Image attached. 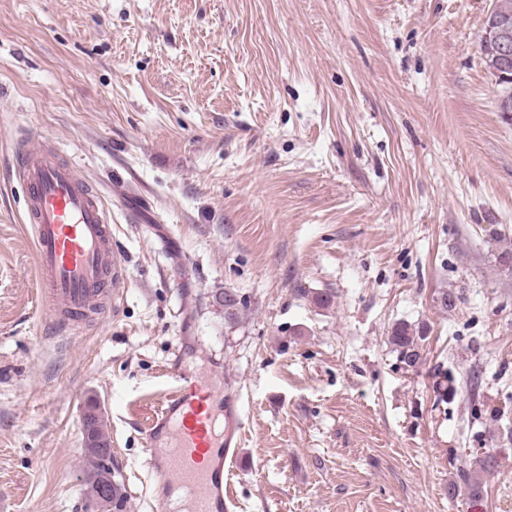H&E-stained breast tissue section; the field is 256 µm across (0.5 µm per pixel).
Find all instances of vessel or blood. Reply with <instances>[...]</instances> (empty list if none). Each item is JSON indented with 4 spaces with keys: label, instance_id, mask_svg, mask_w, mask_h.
<instances>
[{
    "label": "vessel or blood",
    "instance_id": "1",
    "mask_svg": "<svg viewBox=\"0 0 512 512\" xmlns=\"http://www.w3.org/2000/svg\"><path fill=\"white\" fill-rule=\"evenodd\" d=\"M17 173L26 191L41 292L61 329L77 330L104 317L122 262L112 247V216L94 183L77 166L43 146L20 153ZM201 374L173 371L171 387L146 438L148 468L160 512H233L224 491V464L237 460L242 419Z\"/></svg>",
    "mask_w": 512,
    "mask_h": 512
}]
</instances>
